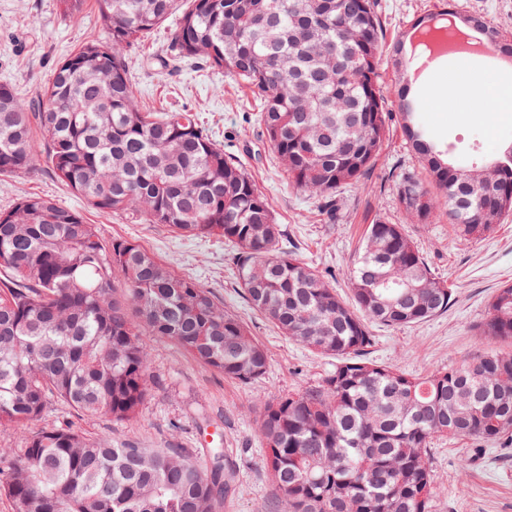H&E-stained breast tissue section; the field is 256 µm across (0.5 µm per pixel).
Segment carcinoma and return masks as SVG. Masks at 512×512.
Returning a JSON list of instances; mask_svg holds the SVG:
<instances>
[{
    "label": "carcinoma",
    "mask_w": 512,
    "mask_h": 512,
    "mask_svg": "<svg viewBox=\"0 0 512 512\" xmlns=\"http://www.w3.org/2000/svg\"><path fill=\"white\" fill-rule=\"evenodd\" d=\"M108 39L60 62L34 106L0 85V176L43 158L92 207L236 248L239 287L284 336L336 358L322 383L263 402L256 432L283 512H432L430 441H512V285L488 305V347L413 377L363 357L368 323L401 327L448 310L452 291L400 224L368 226L343 300L298 255L242 163L185 108L145 112L126 49L178 15L160 66L201 60L246 83L288 183L336 209V192L379 160L387 111L375 0H97ZM400 127L421 174L398 182L419 223L444 207L460 242L512 211V163L492 175L453 162L406 110ZM146 336L166 338L224 377L262 379L267 351L238 316L141 245L106 241L46 195L0 211V426L23 433L0 454L13 512H216L230 474L183 448L112 445L68 425L28 424L55 398L82 416L130 420L151 393Z\"/></svg>",
    "instance_id": "obj_1"
}]
</instances>
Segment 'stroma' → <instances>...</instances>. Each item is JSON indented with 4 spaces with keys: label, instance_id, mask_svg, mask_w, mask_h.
<instances>
[{
    "label": "stroma",
    "instance_id": "stroma-1",
    "mask_svg": "<svg viewBox=\"0 0 512 512\" xmlns=\"http://www.w3.org/2000/svg\"><path fill=\"white\" fill-rule=\"evenodd\" d=\"M386 43L404 42L403 60L413 48L407 34L417 18L439 16L444 7L459 14L484 16L512 35V0H378ZM175 27L167 22L127 53L137 102L161 112L182 105L198 112L225 153L238 157L267 193L285 244L323 273L341 295L349 293V275L368 224L386 220L404 225L432 270L453 289L448 310L428 321L392 328L370 324L374 343L369 356L408 375L444 371L477 355L479 327L498 288L512 284V215L481 238L459 242L445 217L416 224L400 205L396 183L419 170L396 120L399 85L394 59L383 56L380 75L391 114L390 135L375 166L357 184L336 194L335 216L319 211L313 196L294 189L258 124L259 106L250 91L224 70L189 62L170 74L148 67V58L162 55ZM108 32L95 0H85L71 15L58 0H0V85L25 99L41 94L56 65L88 36ZM450 59L437 61L412 84L423 107L422 120L433 138L452 150L477 142L482 160L498 158L512 144V111L459 112L435 100L430 89L445 81ZM25 193L46 195L77 210L98 225L104 239L136 242L175 270L193 278L222 301L225 310L245 321L267 349L270 367L263 379L241 384L205 368L166 339L147 337L153 390L136 417L115 421L87 417L54 400L31 423V430L63 423L90 436H109L113 443L136 442L148 448H185L197 461L223 446L235 469V481L221 512H278L265 476L256 435V409L261 401L298 392L320 383L334 359L317 355L283 336L245 300L237 268L223 238H188L163 224H133L123 216L102 213L59 182L45 162L9 176H0V210ZM428 462L435 481L434 512H512V447L449 438L434 439Z\"/></svg>",
    "mask_w": 512,
    "mask_h": 512
}]
</instances>
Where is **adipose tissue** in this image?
I'll return each instance as SVG.
<instances>
[{"label": "adipose tissue", "instance_id": "ef3b65f1", "mask_svg": "<svg viewBox=\"0 0 512 512\" xmlns=\"http://www.w3.org/2000/svg\"><path fill=\"white\" fill-rule=\"evenodd\" d=\"M488 96L496 97L502 108L512 107V85L505 82L503 74L482 69L467 58L460 59L449 71L447 83L435 90L436 99L454 106Z\"/></svg>", "mask_w": 512, "mask_h": 512}]
</instances>
